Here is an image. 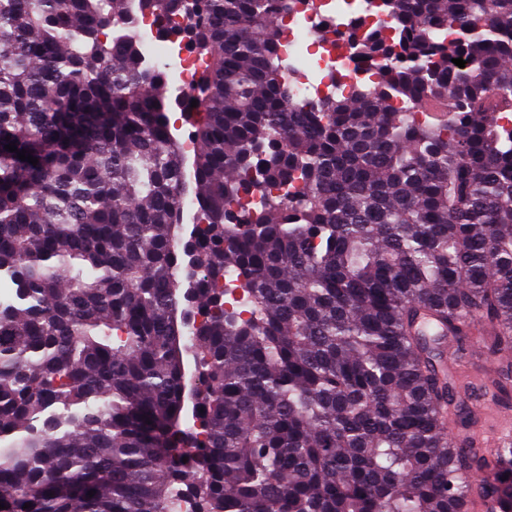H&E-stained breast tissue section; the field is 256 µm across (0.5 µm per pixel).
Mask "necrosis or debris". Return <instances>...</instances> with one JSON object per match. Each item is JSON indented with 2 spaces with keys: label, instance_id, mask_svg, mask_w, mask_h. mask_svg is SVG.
Masks as SVG:
<instances>
[{
  "label": "necrosis or debris",
  "instance_id": "1",
  "mask_svg": "<svg viewBox=\"0 0 512 512\" xmlns=\"http://www.w3.org/2000/svg\"><path fill=\"white\" fill-rule=\"evenodd\" d=\"M283 51L290 61L300 62L315 56L316 80L295 86L297 99L314 101L328 95L348 97L357 88L378 78L377 66L356 56L346 47L352 31L367 33L386 25L380 0H313L280 13ZM199 61L179 44L168 45L164 70L171 78L175 97L190 92Z\"/></svg>",
  "mask_w": 512,
  "mask_h": 512
}]
</instances>
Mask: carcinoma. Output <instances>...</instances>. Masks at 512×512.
I'll list each match as a JSON object with an SVG mask.
<instances>
[{
	"mask_svg": "<svg viewBox=\"0 0 512 512\" xmlns=\"http://www.w3.org/2000/svg\"><path fill=\"white\" fill-rule=\"evenodd\" d=\"M382 2L378 81L313 103L275 0H0V512H512L444 357L512 350V0ZM160 48H164L169 42H157ZM200 60L190 54L181 44L171 43L165 51L164 69L171 78L173 94L177 99H182L184 94L191 90L195 73Z\"/></svg>",
	"mask_w": 512,
	"mask_h": 512,
	"instance_id": "cac0c4a2",
	"label": "carcinoma"
}]
</instances>
